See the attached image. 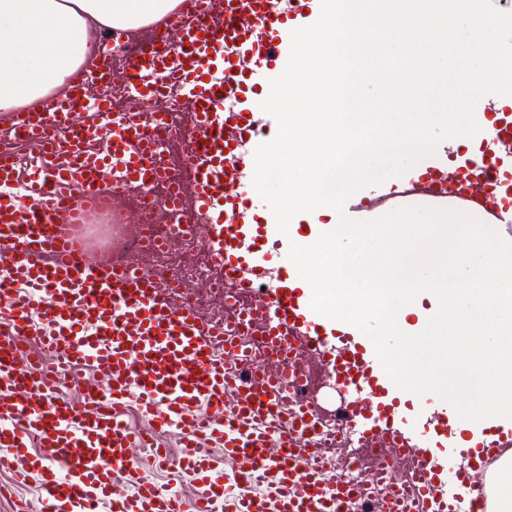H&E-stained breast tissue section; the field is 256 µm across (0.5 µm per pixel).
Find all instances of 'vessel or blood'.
<instances>
[{
  "label": "vessel or blood",
  "mask_w": 512,
  "mask_h": 512,
  "mask_svg": "<svg viewBox=\"0 0 512 512\" xmlns=\"http://www.w3.org/2000/svg\"><path fill=\"white\" fill-rule=\"evenodd\" d=\"M187 3L164 51L139 48L117 76L102 50L66 97L10 123V135L41 145L24 182L0 156V470L38 490L16 512H354L367 499L323 453L328 414L336 447L385 451L368 477L381 490L376 512H492L486 478L512 448V419L465 421L435 394L398 388L367 335L310 307L288 251L318 236L321 218L280 233L248 191L254 152L278 130L260 104L286 66L291 31L321 0ZM116 76L142 104L176 86L191 108L192 209L212 268L241 301L225 305L223 326L184 307L160 270L104 261L73 236L77 213L102 193L118 200L169 175L150 134L163 113L146 123L88 95ZM479 135L480 161L449 163L440 144L424 174L354 194L346 213L453 208L512 242V206L489 196L512 175V115ZM101 138L107 151L89 152ZM247 322L271 357L228 341ZM67 384L82 388L83 405L64 399ZM131 406L147 429L125 422ZM171 431L174 457L158 442ZM160 466L191 478L192 497L155 480Z\"/></svg>",
  "instance_id": "vessel-or-blood-1"
}]
</instances>
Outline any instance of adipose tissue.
I'll return each mask as SVG.
<instances>
[{"mask_svg":"<svg viewBox=\"0 0 512 512\" xmlns=\"http://www.w3.org/2000/svg\"><path fill=\"white\" fill-rule=\"evenodd\" d=\"M184 0H0V117L46 104L68 76L98 53L105 28L135 36L166 18L182 19Z\"/></svg>","mask_w":512,"mask_h":512,"instance_id":"ef3b65f1","label":"adipose tissue"}]
</instances>
